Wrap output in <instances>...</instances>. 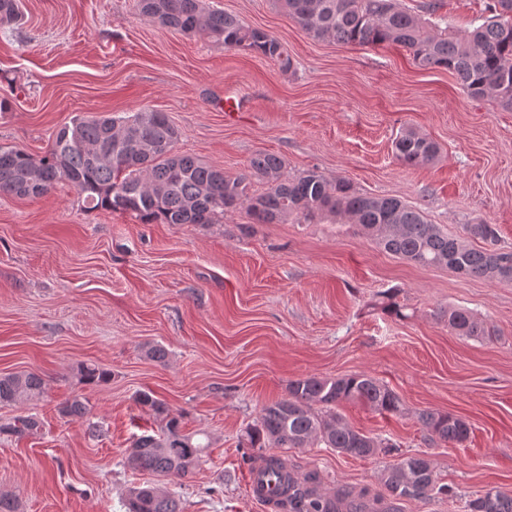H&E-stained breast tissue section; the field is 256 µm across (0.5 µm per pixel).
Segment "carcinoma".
Segmentation results:
<instances>
[{
  "label": "carcinoma",
  "instance_id": "obj_1",
  "mask_svg": "<svg viewBox=\"0 0 512 512\" xmlns=\"http://www.w3.org/2000/svg\"><path fill=\"white\" fill-rule=\"evenodd\" d=\"M303 30L317 40L350 46L398 45L424 69L455 73L472 98L489 97L512 106V0H492L488 15L471 31L448 33L401 6L399 0H275ZM140 12L159 28L199 35L227 49L261 54L284 72L294 64L274 36L249 26L203 0H139ZM22 0H0V26L21 23ZM179 132L168 115L141 107L125 116L77 117L59 128L44 156L23 149L0 148V193L39 196L67 181L90 211L131 213L145 224H218L224 213L245 210L250 224H279L318 216L346 217L383 251L423 267L446 266L490 282H512V249L497 247L494 224H466L465 236L452 235L428 220L424 212L395 198L370 195L350 181L327 179L315 168L290 177L283 159L258 152L249 173L229 175L176 149ZM438 145L413 128L403 129L394 153L405 167L433 162ZM265 184L249 193L250 179ZM479 239L477 249L468 239ZM448 328L467 338L492 340L495 333L464 309L443 314ZM80 379L88 385L109 381L108 370L84 364ZM44 393L43 378L33 372L0 375V405H20ZM136 402L162 421L161 433H143L125 449L123 464L167 481L181 480L201 466L209 443L181 428L162 400L150 391ZM358 402L371 411L397 416L403 404L389 386L368 374L327 378L307 375L288 384L287 396L263 405L257 423L245 433L248 448H303L323 445L367 458L393 444L363 433L336 411ZM65 417H84L88 403L74 397L59 408ZM419 421L432 443L462 444L469 424L453 413L424 410ZM40 426L32 415L14 418L10 430L23 436ZM268 470L287 480L284 494L273 501L280 512H360L349 491L320 492L319 477L300 476L278 456L266 458ZM385 499H431L450 493L429 459L403 458L381 474ZM179 492L160 483L134 485L128 512H181ZM469 512H512V493L489 489L468 501Z\"/></svg>",
  "mask_w": 512,
  "mask_h": 512
}]
</instances>
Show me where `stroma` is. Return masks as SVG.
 <instances>
[{
	"label": "stroma",
	"mask_w": 512,
	"mask_h": 512,
	"mask_svg": "<svg viewBox=\"0 0 512 512\" xmlns=\"http://www.w3.org/2000/svg\"><path fill=\"white\" fill-rule=\"evenodd\" d=\"M282 43L296 64L282 72L256 53L162 30L136 0H23L25 19L0 27V147L45 155L75 116H116L146 106L177 126L179 151L228 174L254 154L279 155L288 174L318 169L362 192L422 209L454 235L496 225L512 249V108L468 97L452 72L417 67L399 46H347L313 39L273 0H207ZM242 97L241 111L224 109ZM411 127L440 152L407 168L393 142ZM394 292L404 318L386 314ZM467 309L498 332L456 335L438 313ZM163 345L166 363L146 357ZM94 363L108 383H81ZM34 372L45 391L0 406V492L19 512H126L124 469L133 436L157 431L135 401L149 390L212 445L184 479L182 512H273L247 495L240 440L263 404L290 380L365 373L394 389L400 417L350 402L353 427L389 440L357 458L324 447L280 448L327 493L376 497L399 459L428 457L454 497L397 502V512H467L489 489L512 492V283L389 255L347 220L248 224L244 211L218 224H144L135 215L84 211L61 182L28 198L0 194V375ZM84 418L60 415L73 397ZM469 423L460 445L433 444L421 411ZM40 426L6 433L16 416Z\"/></svg>",
	"instance_id": "obj_1"
}]
</instances>
